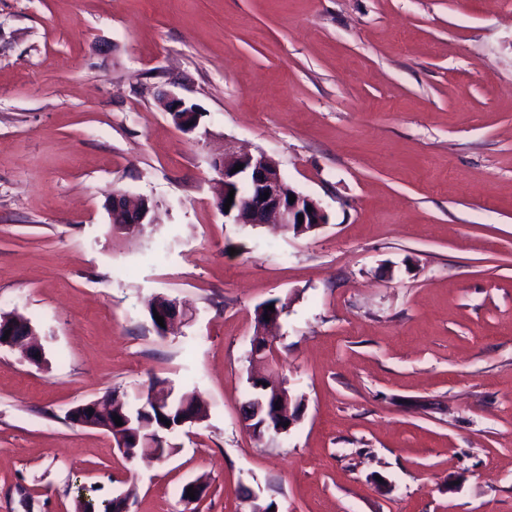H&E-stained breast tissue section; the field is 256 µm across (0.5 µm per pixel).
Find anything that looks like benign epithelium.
I'll list each match as a JSON object with an SVG mask.
<instances>
[{"label": "benign epithelium", "mask_w": 512, "mask_h": 512, "mask_svg": "<svg viewBox=\"0 0 512 512\" xmlns=\"http://www.w3.org/2000/svg\"><path fill=\"white\" fill-rule=\"evenodd\" d=\"M240 165L242 169L234 171ZM222 183L217 199L218 205L226 203L228 193L235 191L229 210L224 218L232 224H277L298 225V233L304 234L318 229L328 223V216L318 201L291 187L283 178L276 162L262 152L251 153L238 151L231 143L224 146V157L214 161ZM268 198H263L264 193ZM296 200L289 202V195ZM312 210H307V207ZM110 208L112 211V228L115 231L134 235L142 232L147 224L149 210L142 205V200L132 201L125 194H113ZM303 220H298V215ZM175 309L171 312H159L164 317V326L157 328L163 334L176 322L192 319L193 309L177 300L173 301ZM20 322L14 313H0V349H19L23 357L32 363L42 360V353L35 342V330L32 325L18 329ZM9 337H4L5 331ZM121 400L108 393L100 398L80 403L68 412L69 420L79 426L100 430L112 438L113 447L120 448L135 457L139 449H146V454L157 460L167 458L166 439L158 430L152 428V422L139 420L138 430L129 429L132 420L120 416L123 425L114 422L116 408ZM290 414V405L284 404L283 411L272 415L263 422L264 434L274 438L285 432L283 416Z\"/></svg>", "instance_id": "7a95c632"}]
</instances>
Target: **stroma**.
<instances>
[{
	"mask_svg": "<svg viewBox=\"0 0 512 512\" xmlns=\"http://www.w3.org/2000/svg\"><path fill=\"white\" fill-rule=\"evenodd\" d=\"M200 114L195 129L161 104ZM317 200L301 235L228 224L214 157ZM146 198L113 231L115 191ZM194 317L158 335L147 302ZM287 301L286 434L241 418L255 310ZM0 512H512V0H0ZM207 419L126 459L73 406L150 383ZM202 501L182 499L197 477ZM142 200H130L125 194L116 192L113 194L110 208L112 211L113 231L134 235L141 233L147 222L148 208L142 205ZM16 315L17 313H0V349H20L25 359L32 363H39L42 360V353L35 342V330L31 323L19 330L17 327L21 323L18 317L22 320H29L22 315L18 314V317ZM6 330H10V334L6 340H3Z\"/></svg>",
	"mask_w": 512,
	"mask_h": 512,
	"instance_id": "obj_1",
	"label": "stroma"
}]
</instances>
